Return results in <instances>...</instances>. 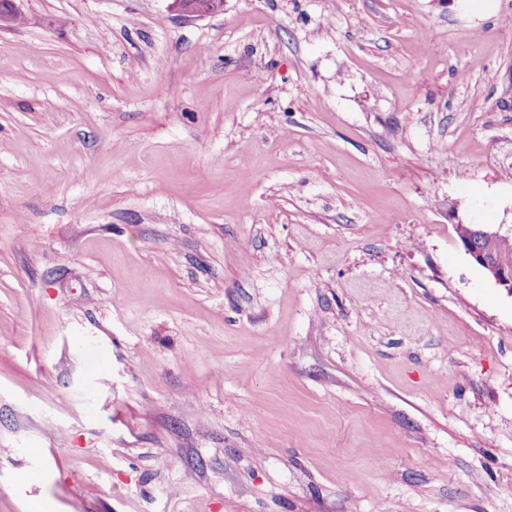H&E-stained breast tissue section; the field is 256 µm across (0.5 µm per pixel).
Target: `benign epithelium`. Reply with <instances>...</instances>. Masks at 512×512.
<instances>
[{
	"mask_svg": "<svg viewBox=\"0 0 512 512\" xmlns=\"http://www.w3.org/2000/svg\"><path fill=\"white\" fill-rule=\"evenodd\" d=\"M173 11L185 17H203L209 12L199 9L187 0H172ZM21 18L16 0H3L0 3V28L12 26ZM458 241L471 261L480 267L494 283L512 295V261L497 256L490 249V242L504 236L502 228H492L485 224H458Z\"/></svg>",
	"mask_w": 512,
	"mask_h": 512,
	"instance_id": "7a95c632",
	"label": "benign epithelium"
}]
</instances>
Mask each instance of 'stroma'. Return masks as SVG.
<instances>
[{
  "label": "stroma",
  "mask_w": 512,
  "mask_h": 512,
  "mask_svg": "<svg viewBox=\"0 0 512 512\" xmlns=\"http://www.w3.org/2000/svg\"><path fill=\"white\" fill-rule=\"evenodd\" d=\"M19 0L0 512H512V0ZM458 241L471 261L480 267L499 287L512 295V261L498 257L491 249L490 242L495 243L497 251L512 256V229L502 232V227L497 229L485 224H456ZM507 235V236H505Z\"/></svg>",
  "instance_id": "1"
}]
</instances>
